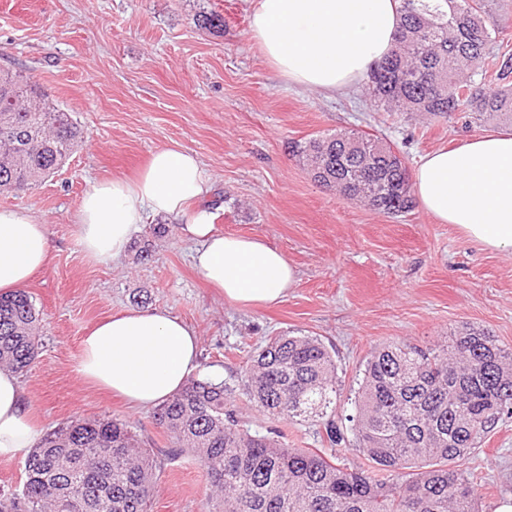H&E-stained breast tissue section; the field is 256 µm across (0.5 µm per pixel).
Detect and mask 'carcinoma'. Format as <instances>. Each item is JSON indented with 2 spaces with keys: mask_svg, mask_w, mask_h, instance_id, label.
<instances>
[{
  "mask_svg": "<svg viewBox=\"0 0 512 512\" xmlns=\"http://www.w3.org/2000/svg\"><path fill=\"white\" fill-rule=\"evenodd\" d=\"M391 54L364 82L375 112L512 122V52H489L495 28L477 0H400ZM85 139L70 113L23 75L0 72V194L54 174ZM294 156L319 185L372 210L414 207L408 167L378 138L313 136ZM28 292L0 295V369L28 371L40 354ZM243 394L271 419L310 422L345 440L329 410L336 364L316 336L285 333L252 356ZM235 387L192 379L153 414L165 457L186 454L209 477L205 512H479L478 485L457 463L512 413V348L465 323L448 342H396L368 358L354 396L352 446L372 463L351 469L251 433L231 408ZM161 464L127 423L75 419L25 460L20 492L0 512H148Z\"/></svg>",
  "mask_w": 512,
  "mask_h": 512,
  "instance_id": "carcinoma-1",
  "label": "carcinoma"
}]
</instances>
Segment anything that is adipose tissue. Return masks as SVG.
Instances as JSON below:
<instances>
[{"label":"adipose tissue","mask_w":512,"mask_h":512,"mask_svg":"<svg viewBox=\"0 0 512 512\" xmlns=\"http://www.w3.org/2000/svg\"><path fill=\"white\" fill-rule=\"evenodd\" d=\"M399 24V0H259L250 33L289 81L336 93L361 83L390 54ZM413 184L420 206L440 223L455 225L482 248L512 250V130L426 154ZM210 192L194 153L176 143L160 147L136 177L99 181L83 194L76 212L82 252L120 261L149 218H172L195 244V267L225 299L280 302L296 281L294 267L262 239L216 231L211 210L200 205ZM51 254L47 225L28 212L0 207V291L23 288ZM198 368L194 329L152 309L99 324L82 341L78 372L136 409L171 398ZM40 443L18 376L0 369V457Z\"/></svg>","instance_id":"obj_1"}]
</instances>
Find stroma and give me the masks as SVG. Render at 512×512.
I'll return each instance as SVG.
<instances>
[{"label":"stroma","instance_id":"stroma-1","mask_svg":"<svg viewBox=\"0 0 512 512\" xmlns=\"http://www.w3.org/2000/svg\"><path fill=\"white\" fill-rule=\"evenodd\" d=\"M257 0H0V69L21 72L70 112L87 138L55 174L32 189L0 195V207L47 224L49 266L26 290L40 312L41 350L20 381L40 432L78 418L117 419L153 450L169 445L152 409H132L78 373L83 336L139 304L188 323L198 336L199 375L230 384L270 337L311 335L332 349L336 414L371 353L406 341L425 345L471 323L512 347V251L482 249L421 207L394 216L320 187L293 143L353 131L394 144L408 168L441 148L491 131L494 119L462 114L421 120L372 111L363 86L336 94L277 74L250 35ZM223 17L221 30L195 24ZM178 143L211 180L214 224L282 251L297 281L272 307L242 306L208 287L178 222L143 224L119 264L86 257L75 212L92 183L131 178L151 153ZM148 259H140V252ZM235 404L248 429L280 433L291 448L368 468L355 450L330 446L321 427L263 416L245 396ZM481 485L480 512L512 499V415L462 464ZM207 474L193 458L163 460L151 512H204Z\"/></svg>","mask_w":512,"mask_h":512}]
</instances>
